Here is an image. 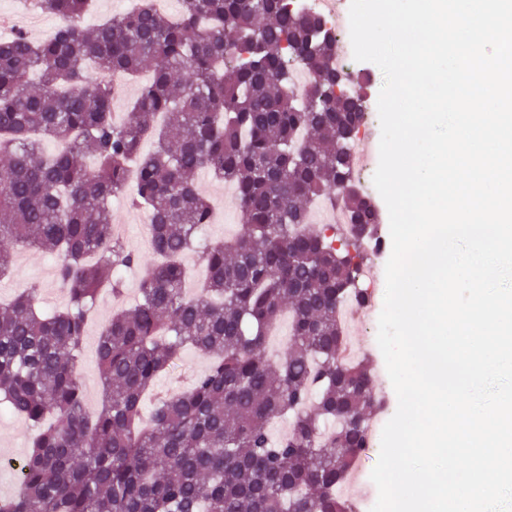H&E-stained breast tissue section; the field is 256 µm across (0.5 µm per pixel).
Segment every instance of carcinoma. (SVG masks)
Masks as SVG:
<instances>
[{"label": "carcinoma", "instance_id": "cac0c4a2", "mask_svg": "<svg viewBox=\"0 0 512 512\" xmlns=\"http://www.w3.org/2000/svg\"><path fill=\"white\" fill-rule=\"evenodd\" d=\"M177 16L142 0L89 27L94 0H32L64 24L0 41V281L21 244L61 256L66 305L37 308L40 288L0 304V407L34 430L17 488L0 512H355L342 497L386 405L369 359L345 360L341 310L380 239L378 211L353 182L349 151L371 78L336 72V38L308 44L318 18L293 0H177ZM153 72L126 120L115 84ZM156 142L142 153L145 139ZM61 142L52 154L44 142ZM150 218L161 261L115 235L110 203L127 193ZM207 172L231 183L241 230L206 243ZM322 197L350 227L313 228ZM202 246L208 275L185 294L180 258ZM141 269L139 300L97 333L98 409L86 411L77 367L120 270ZM288 316L276 362L267 336ZM190 348L207 361L185 391L142 400ZM288 421L273 437L270 424Z\"/></svg>", "mask_w": 512, "mask_h": 512}]
</instances>
